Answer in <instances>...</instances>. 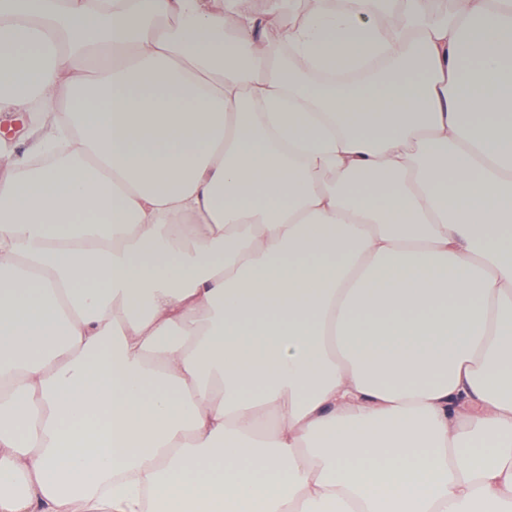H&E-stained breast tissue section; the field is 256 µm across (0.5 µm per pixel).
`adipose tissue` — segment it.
I'll return each mask as SVG.
<instances>
[{"instance_id":"1","label":"adipose tissue","mask_w":512,"mask_h":512,"mask_svg":"<svg viewBox=\"0 0 512 512\" xmlns=\"http://www.w3.org/2000/svg\"><path fill=\"white\" fill-rule=\"evenodd\" d=\"M31 110L0 512H512V0H0Z\"/></svg>"}]
</instances>
